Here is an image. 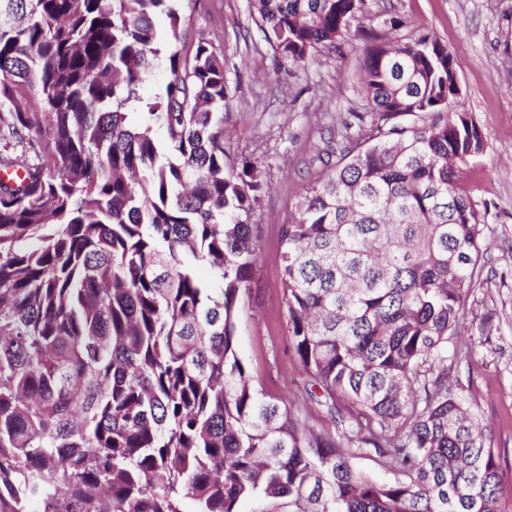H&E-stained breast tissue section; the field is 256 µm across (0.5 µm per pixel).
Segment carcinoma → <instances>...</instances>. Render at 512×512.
<instances>
[{"label":"carcinoma","instance_id":"cac0c4a2","mask_svg":"<svg viewBox=\"0 0 512 512\" xmlns=\"http://www.w3.org/2000/svg\"><path fill=\"white\" fill-rule=\"evenodd\" d=\"M256 9L299 66L367 3ZM181 39L170 0H0V512H500L490 439L448 384L486 223L459 187L485 144L457 61L428 33L370 38L365 111L280 227L291 346L317 402L347 400L342 442L302 432L238 356L262 184L226 172L224 59ZM350 462L366 475L378 482H389L393 480L394 474L384 469L375 460L366 456L356 455L350 458Z\"/></svg>","mask_w":512,"mask_h":512}]
</instances>
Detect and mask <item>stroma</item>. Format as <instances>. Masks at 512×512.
Listing matches in <instances>:
<instances>
[{
	"label": "stroma",
	"mask_w": 512,
	"mask_h": 512,
	"mask_svg": "<svg viewBox=\"0 0 512 512\" xmlns=\"http://www.w3.org/2000/svg\"><path fill=\"white\" fill-rule=\"evenodd\" d=\"M342 50L323 48L304 67L286 63L257 29L251 0H176L187 44L210 41L224 59L228 99L224 153L231 169L254 166L264 185L252 215L258 257L236 308V349L254 386L327 439L339 428L309 396L310 379L290 346L279 227L303 188L326 171L342 137L339 114L361 111L360 58L368 32H425L459 64L461 97L485 143L459 184L486 210L480 281L463 303L455 349L469 409L497 456L501 512H512V0H367ZM400 19L391 28V19Z\"/></svg>",
	"instance_id": "obj_1"
}]
</instances>
